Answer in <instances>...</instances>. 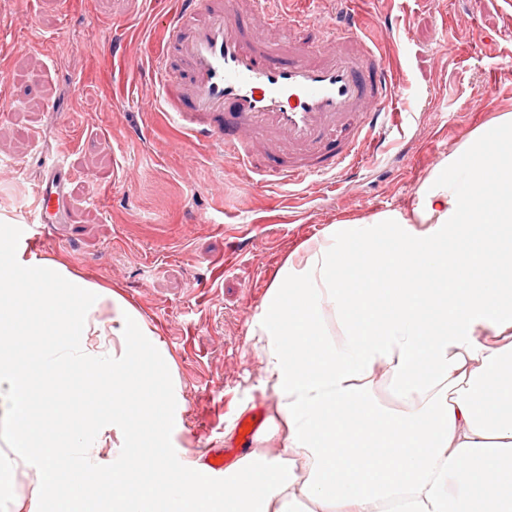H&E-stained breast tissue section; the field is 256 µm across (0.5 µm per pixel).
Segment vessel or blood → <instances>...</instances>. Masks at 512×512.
Here are the masks:
<instances>
[{"mask_svg": "<svg viewBox=\"0 0 512 512\" xmlns=\"http://www.w3.org/2000/svg\"><path fill=\"white\" fill-rule=\"evenodd\" d=\"M272 2L178 0L155 62L164 104L184 144L212 146L240 171L293 183L352 169L393 122L388 61L358 13L333 26ZM314 27L324 32L317 44L302 38ZM69 180L65 162L48 171L40 224L60 219Z\"/></svg>", "mask_w": 512, "mask_h": 512, "instance_id": "vessel-or-blood-1", "label": "vessel or blood"}]
</instances>
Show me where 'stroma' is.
<instances>
[{
    "label": "stroma",
    "instance_id": "stroma-1",
    "mask_svg": "<svg viewBox=\"0 0 512 512\" xmlns=\"http://www.w3.org/2000/svg\"><path fill=\"white\" fill-rule=\"evenodd\" d=\"M173 0H0V51L14 103L0 111V215L28 225L47 167L66 147L65 216L30 251L117 288L176 364L179 398L163 442L187 460L242 448L238 424L266 420L249 322L286 256L327 225L407 206L429 169L472 130L512 110V12L500 0H310L332 20L358 11L378 34L400 88L397 124L372 164L285 188L252 179L212 147L183 146L158 98V19ZM124 45L112 51L113 42ZM247 244L223 265L226 238ZM50 505L34 463L13 491Z\"/></svg>",
    "mask_w": 512,
    "mask_h": 512
}]
</instances>
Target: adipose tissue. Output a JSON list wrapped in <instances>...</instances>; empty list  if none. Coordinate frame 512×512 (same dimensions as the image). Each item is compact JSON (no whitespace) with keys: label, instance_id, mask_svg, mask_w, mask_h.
<instances>
[{"label":"adipose tissue","instance_id":"adipose-tissue-1","mask_svg":"<svg viewBox=\"0 0 512 512\" xmlns=\"http://www.w3.org/2000/svg\"><path fill=\"white\" fill-rule=\"evenodd\" d=\"M9 262L0 335L60 342L0 347V432L35 460L53 512H158L162 498L167 512H512V111L435 164L410 206L328 225L282 262L248 330L275 408L204 485L162 480L179 464L156 452L177 381L155 330L62 264ZM46 369L97 390L81 426L79 398L26 390ZM112 447L153 478L73 476L82 449Z\"/></svg>","mask_w":512,"mask_h":512}]
</instances>
